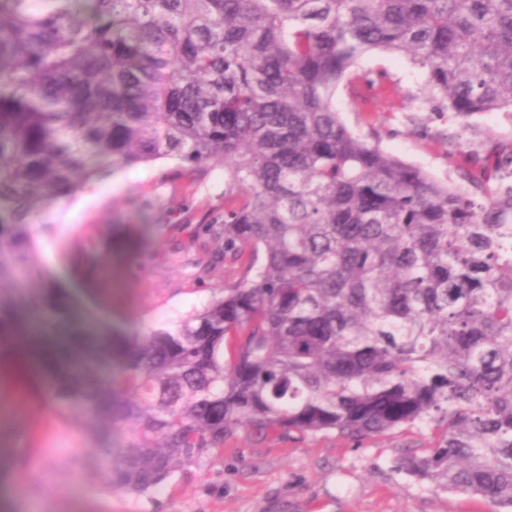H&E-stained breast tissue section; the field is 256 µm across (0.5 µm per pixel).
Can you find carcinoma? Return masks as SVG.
Here are the masks:
<instances>
[{
    "label": "carcinoma",
    "instance_id": "obj_1",
    "mask_svg": "<svg viewBox=\"0 0 512 512\" xmlns=\"http://www.w3.org/2000/svg\"><path fill=\"white\" fill-rule=\"evenodd\" d=\"M373 51L409 57L421 108L464 131L512 111V0H0L10 224L111 168L224 165L241 276L172 328L87 331L0 227V331L79 352L42 393L103 428L108 486L146 495L243 425L426 424L407 475L512 508V143L455 186L352 131L336 91L361 112L388 91L356 72Z\"/></svg>",
    "mask_w": 512,
    "mask_h": 512
}]
</instances>
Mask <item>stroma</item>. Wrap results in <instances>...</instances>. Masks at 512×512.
Masks as SVG:
<instances>
[{"mask_svg":"<svg viewBox=\"0 0 512 512\" xmlns=\"http://www.w3.org/2000/svg\"><path fill=\"white\" fill-rule=\"evenodd\" d=\"M363 68L385 71L391 86L371 111L347 91L336 107L351 129L436 178L459 183L452 151L485 153L512 142V114L473 116L467 131L420 109L422 77L407 57L373 54ZM170 160L127 167L67 198L35 208L27 233L55 288L94 327L137 335L173 326L201 309L240 271L224 258L222 235L200 234L224 203V169L190 176ZM96 246L84 248L86 236ZM25 431L0 438V512H492L481 496L436 489L400 470L402 459L434 442L427 428L401 427L354 440L333 432L263 436L239 429L224 447L178 470L146 495L108 486L74 443L93 448L96 427L58 419L39 385L0 397V425ZM27 450L16 466L14 445Z\"/></svg>","mask_w":512,"mask_h":512,"instance_id":"stroma-1","label":"stroma"}]
</instances>
